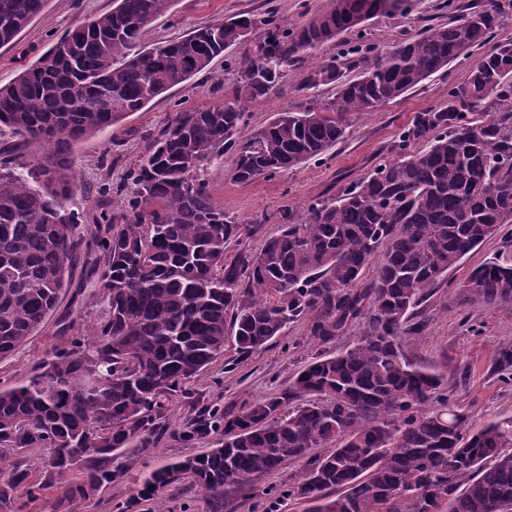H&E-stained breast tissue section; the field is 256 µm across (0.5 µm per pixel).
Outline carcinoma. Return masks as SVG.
<instances>
[{
	"label": "carcinoma",
	"instance_id": "obj_1",
	"mask_svg": "<svg viewBox=\"0 0 512 512\" xmlns=\"http://www.w3.org/2000/svg\"><path fill=\"white\" fill-rule=\"evenodd\" d=\"M47 0H0V46L42 13ZM414 0H326L300 26L273 9L199 27L177 42L140 47L143 34L173 0H113L112 10L67 31L13 81L0 85V132L50 152L34 164L0 158V359L33 336L68 284L84 239L70 158L81 139L142 111L152 100L211 70L213 60L246 40L233 62L237 80L224 103L180 110L127 170L133 191L119 216L102 218L92 272L108 310L87 339L0 389V449L48 450L49 473L65 477L70 499H87L120 473L112 456L153 451L169 426L166 405L189 397L185 385L224 355L233 338L242 355L267 346L301 318L319 344L364 324L345 352L320 356L281 393L238 411L208 408L180 437L224 432L202 454L153 469L137 496L162 503L164 491L190 480L223 512L224 492L253 489L289 461L302 480L271 498H299L308 512H512V419L473 432L443 394L448 375L410 361L402 349L423 324L417 308L441 277L481 243L512 224V39L494 40L512 18V0L483 9L441 0L448 22L430 25L384 55L356 45L323 57L380 14H402ZM481 52L467 78L448 89V106L420 112L392 158L305 217L285 205L279 234L257 254L229 264L224 248L250 233L217 208L200 175L203 163L233 151L229 177L246 184L320 156L344 135L350 112H374L422 85L465 52ZM303 69L302 86L331 85L333 98L247 126L245 103L268 98ZM470 112H487L472 121ZM423 140L419 150L412 145ZM383 251L375 278L364 270ZM247 284L251 299L240 295ZM512 300V264L488 258L452 302ZM512 381V341L494 362ZM328 447L311 456L313 448ZM44 486L18 466L0 469V509L33 502Z\"/></svg>",
	"mask_w": 512,
	"mask_h": 512
}]
</instances>
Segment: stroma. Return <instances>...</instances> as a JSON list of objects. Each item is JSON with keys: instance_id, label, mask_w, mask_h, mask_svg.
<instances>
[{"instance_id": "35a3bbf8", "label": "stroma", "mask_w": 512, "mask_h": 512, "mask_svg": "<svg viewBox=\"0 0 512 512\" xmlns=\"http://www.w3.org/2000/svg\"><path fill=\"white\" fill-rule=\"evenodd\" d=\"M438 2L418 0L405 15L372 19L360 33L349 34L341 43H326L320 52L332 56L360 42L374 46L378 53L390 52L428 25L447 22L448 14L438 10ZM324 4L325 0H176L170 12L153 22L142 43L148 46L173 41L198 26L270 7L276 8L286 23L302 24ZM111 9L112 0H48L43 13L12 44L0 48V85L29 68L71 26ZM248 48L245 42L232 47L228 56L214 61L211 73L194 76L154 99L144 111L133 113L74 146L77 189L69 207L81 217L78 232L82 237L93 239L101 213L118 212L121 198L116 187L124 185L128 167L170 124L174 112L223 103L225 90L231 89L236 80L230 59ZM479 59L476 52L459 57L449 65L447 74L432 77L424 87L372 114H347L343 140L323 159L309 160L297 168L271 177L261 176L246 184L233 182L228 176L235 162L233 152H225L205 164L201 174L208 181L213 203L236 223L251 228L248 236L227 243L225 260H232L243 251L260 252L266 239L279 229L282 205L305 212L310 202L334 196L339 186L361 178L388 159L398 135L411 126L418 112L447 103L449 88L465 80ZM301 81L300 70H292L275 95L248 103L249 129L266 125L278 112L334 95L327 86L301 89ZM490 257L512 264V226L486 239L436 285L422 308L421 335L409 338L403 347L409 359L447 374L455 408L474 430L494 419L512 418V384L501 382L492 371L500 344L512 338V302L460 309L450 300L472 269ZM96 259L92 249L78 255L55 311L15 356L0 360V388L28 377L35 366L52 359L67 338L79 336L85 326L103 317L106 303L91 276ZM361 334V325L354 324L321 346L311 340L306 321L300 320L290 323L284 336L272 345L245 358L237 353L234 341H226L223 357L189 383L190 399L180 400L170 413L174 429L181 431L189 426L194 407L215 405L236 410L244 402L283 391L312 357L345 349ZM214 441L211 435L189 442L169 437L150 454L124 450L112 461L113 467L122 471L116 481L93 498L69 502L64 499L66 479L48 474L43 452L14 448L4 464L21 465L28 469L32 480L46 484L42 496L27 503L22 512H112L116 503L134 494L151 470L173 457L206 452L213 448ZM301 471V464L291 461L258 481L253 490L226 494L224 512H263L267 490L298 482Z\"/></svg>"}]
</instances>
